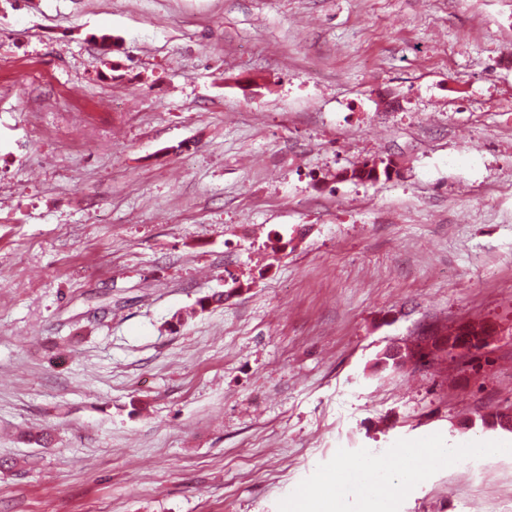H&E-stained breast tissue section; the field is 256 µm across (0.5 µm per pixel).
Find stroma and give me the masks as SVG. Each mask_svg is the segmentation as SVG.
Returning <instances> with one entry per match:
<instances>
[{
    "label": "stroma",
    "instance_id": "obj_1",
    "mask_svg": "<svg viewBox=\"0 0 512 512\" xmlns=\"http://www.w3.org/2000/svg\"><path fill=\"white\" fill-rule=\"evenodd\" d=\"M510 409L512 0H0V512H283ZM461 325L462 328L457 332L459 336H457L454 351L464 356L470 347L471 342H473V336H479L477 343L474 345V352L472 353V356L475 357L476 353L480 352L484 348V344L481 343V336H487L484 340L487 345L490 343L492 336L486 335V328L481 325H474L472 332L473 336H469L470 334L466 329L468 323H463Z\"/></svg>",
    "mask_w": 512,
    "mask_h": 512
}]
</instances>
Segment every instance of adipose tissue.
<instances>
[{
  "mask_svg": "<svg viewBox=\"0 0 512 512\" xmlns=\"http://www.w3.org/2000/svg\"><path fill=\"white\" fill-rule=\"evenodd\" d=\"M459 455V449L445 447L438 441L423 449L421 454H408L401 466L368 455L352 465L357 478L350 481L348 490H338L335 480L327 479L319 492L304 490L292 496L288 509L289 512H309L310 501L317 494L325 501V512H391L393 501L403 489L418 482L423 466Z\"/></svg>",
  "mask_w": 512,
  "mask_h": 512,
  "instance_id": "1",
  "label": "adipose tissue"
}]
</instances>
